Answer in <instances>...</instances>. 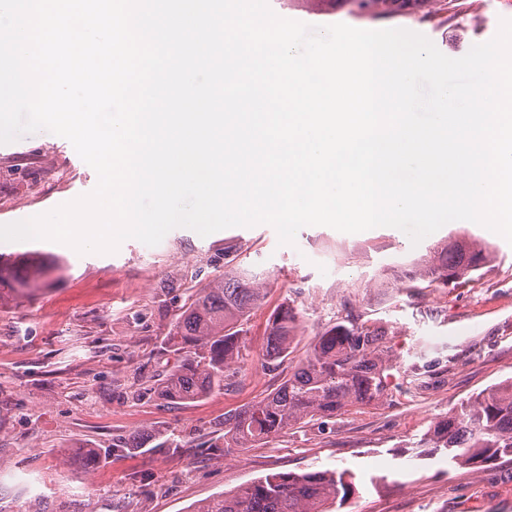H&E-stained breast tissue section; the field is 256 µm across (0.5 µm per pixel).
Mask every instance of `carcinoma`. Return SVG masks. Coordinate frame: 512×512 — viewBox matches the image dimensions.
Returning <instances> with one entry per match:
<instances>
[{
    "label": "carcinoma",
    "instance_id": "cac0c4a2",
    "mask_svg": "<svg viewBox=\"0 0 512 512\" xmlns=\"http://www.w3.org/2000/svg\"><path fill=\"white\" fill-rule=\"evenodd\" d=\"M492 254V246L476 238L438 244L419 278L465 284ZM61 264L58 257L38 251L0 253V291L30 295ZM263 280L264 274L253 270H227L192 295L169 331L181 359L151 386L160 400L185 404L224 388L247 350L244 325L265 298ZM300 331L299 312L290 304L270 315L261 356L269 364L288 360V375L263 398L224 418V447L251 448L297 425L332 419L387 395L384 328L337 321L314 336L305 357L295 363ZM149 444L154 450L180 447L164 440L161 432L134 434L112 445V454H133ZM419 448L422 454L446 451L450 461L473 470L512 460V378L434 424ZM360 485L346 469L276 472L208 499L193 512H341Z\"/></svg>",
    "mask_w": 512,
    "mask_h": 512
}]
</instances>
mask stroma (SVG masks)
Instances as JSON below:
<instances>
[{
  "instance_id": "stroma-1",
  "label": "stroma",
  "mask_w": 512,
  "mask_h": 512,
  "mask_svg": "<svg viewBox=\"0 0 512 512\" xmlns=\"http://www.w3.org/2000/svg\"><path fill=\"white\" fill-rule=\"evenodd\" d=\"M471 18L434 35L459 58L492 39ZM95 170L71 143L44 131L0 144V224L91 192ZM495 248L474 282L413 288L417 259L453 234ZM38 249L64 258L31 298L0 299V512H190L201 500L275 472L348 469L360 492L344 512H512V461L480 472L447 454L419 455L429 426L471 396L512 378V244L476 223L452 221L419 244L395 228L343 233L301 228L294 245L267 224L200 236L177 227L155 246L130 238L113 253H78L46 240L0 242V253ZM266 274L267 295L245 326L248 357L228 386L169 406L149 387L178 361L166 343L192 290L224 273L225 256ZM197 269L195 282L183 279ZM302 315L304 338L352 317L386 328L383 401L293 428L253 448L224 447L225 414L281 379L260 352L280 304ZM160 431L176 452L112 455L113 441ZM104 457L85 466L81 453Z\"/></svg>"
}]
</instances>
